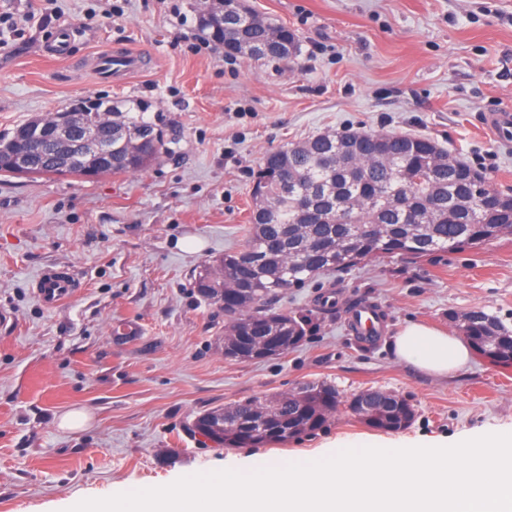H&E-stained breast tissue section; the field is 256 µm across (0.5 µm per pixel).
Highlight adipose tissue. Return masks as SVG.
<instances>
[{"label": "adipose tissue", "mask_w": 512, "mask_h": 512, "mask_svg": "<svg viewBox=\"0 0 512 512\" xmlns=\"http://www.w3.org/2000/svg\"><path fill=\"white\" fill-rule=\"evenodd\" d=\"M391 345L398 359L435 375L462 369L472 353L463 338L418 322L406 323L393 336Z\"/></svg>", "instance_id": "1"}]
</instances>
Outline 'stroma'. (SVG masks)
<instances>
[{
  "instance_id": "35a3bbf8",
  "label": "stroma",
  "mask_w": 512,
  "mask_h": 512,
  "mask_svg": "<svg viewBox=\"0 0 512 512\" xmlns=\"http://www.w3.org/2000/svg\"><path fill=\"white\" fill-rule=\"evenodd\" d=\"M295 30L289 61L229 57L199 32L197 0H0L25 28L0 30V132L76 101L145 115L164 143L137 173L95 179L0 176V512H67L79 499L171 484L263 458L295 463L342 445L456 442L512 431V368L481 356L437 377L399 361L407 322L449 333V313L512 323V236L420 260L377 258L289 289L280 306L313 314L287 355L224 357V312L195 270L241 248L264 157L349 127L429 137L512 194V141L483 127L512 109V0H249ZM66 34L67 54L50 52ZM131 47L148 69L99 80L90 53ZM64 267L78 291L45 308L40 273ZM335 307H320L322 297ZM376 306L377 337L350 322ZM327 380L344 394L384 389L416 410L383 433L338 413L285 448L224 450L193 439L194 417ZM82 411V428L61 427Z\"/></svg>"
}]
</instances>
